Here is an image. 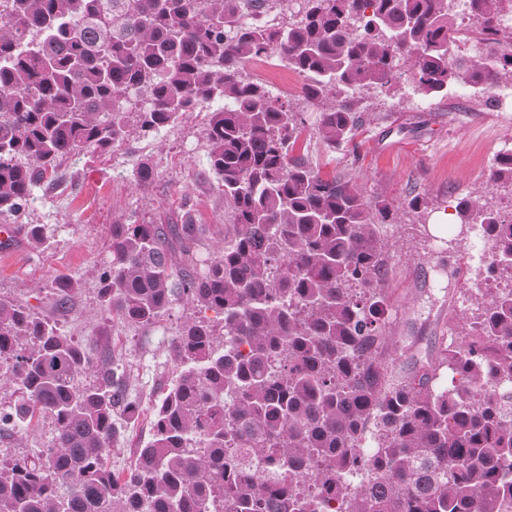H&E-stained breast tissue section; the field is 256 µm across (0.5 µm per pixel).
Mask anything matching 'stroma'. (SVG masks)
I'll return each instance as SVG.
<instances>
[{"instance_id": "stroma-1", "label": "stroma", "mask_w": 512, "mask_h": 512, "mask_svg": "<svg viewBox=\"0 0 512 512\" xmlns=\"http://www.w3.org/2000/svg\"><path fill=\"white\" fill-rule=\"evenodd\" d=\"M348 96L364 117L353 141L329 151L311 130L300 150L322 174L344 177L367 197L392 206V221L384 227L390 269L385 336L388 364L404 377L437 364L443 337L477 313L468 287L440 277L455 260L450 238L458 229L442 217L453 212L458 199L475 193L495 210L512 196V190L487 181L494 157L512 150V111L485 106L462 84L424 96L404 77L391 87L354 89ZM207 120V113L193 112L154 136H131L118 150L63 161L59 184L37 188L27 208L25 221L42 227L45 247L21 236L13 249L0 252V297L54 319L59 332L94 361H121L126 390L142 413L137 422L122 423L112 446L109 464L117 473L126 472L137 449L150 440L153 410L177 374L168 355L177 324L186 315L210 324L221 323L223 316L179 303L156 324L132 328L101 309L97 278L116 224H178L188 212L205 226L210 249L223 245L229 214L208 170ZM142 160L158 170L145 192L131 179ZM414 196L421 200L416 209L408 205ZM63 274L81 286L67 315L60 316L53 285ZM53 434L51 420L40 419L1 437L0 456L38 453L50 446Z\"/></svg>"}]
</instances>
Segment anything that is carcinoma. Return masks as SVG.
Masks as SVG:
<instances>
[{
	"instance_id": "carcinoma-1",
	"label": "carcinoma",
	"mask_w": 512,
	"mask_h": 512,
	"mask_svg": "<svg viewBox=\"0 0 512 512\" xmlns=\"http://www.w3.org/2000/svg\"><path fill=\"white\" fill-rule=\"evenodd\" d=\"M293 0H6L0 12V216H20L61 162L122 146L210 112L209 171L232 221L224 251L198 264L199 226L114 224L101 305L123 323L154 324L180 301L219 308L217 329L177 327L175 381L152 437L123 477L107 464L116 415L138 420L120 363L95 366L54 324L0 297V362L18 398L0 435L48 418L37 455L0 458V512H501L512 495V289L488 302L443 351L437 370L395 380L384 347L387 276L380 226L392 208L296 153L307 118L244 75L276 54L319 106L331 150L363 124L345 89L392 86L411 64L424 96L452 83L484 101L512 82V0H299L298 19L259 21ZM485 57H466L468 37ZM150 187V161L133 168ZM512 186V153L489 170ZM460 224L494 242L486 273L512 270V223L458 202ZM78 282L56 279L54 305ZM97 368V380L80 379Z\"/></svg>"
}]
</instances>
